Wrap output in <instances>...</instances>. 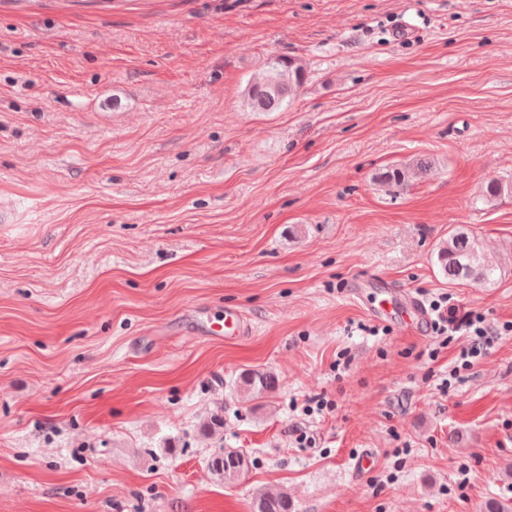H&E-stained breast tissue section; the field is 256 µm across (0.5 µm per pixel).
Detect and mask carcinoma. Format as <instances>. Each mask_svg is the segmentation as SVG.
Here are the masks:
<instances>
[{
    "label": "carcinoma",
    "instance_id": "1",
    "mask_svg": "<svg viewBox=\"0 0 512 512\" xmlns=\"http://www.w3.org/2000/svg\"><path fill=\"white\" fill-rule=\"evenodd\" d=\"M305 73L295 61L272 56L261 76L252 78L243 96L253 112H279L288 108L302 93ZM431 171V163L420 159L412 165L392 166L376 174V180L398 191L406 190L411 182ZM436 264L451 281H469L490 284L494 281L497 265L484 254L478 237L463 226L450 231L436 251ZM239 387L256 396L276 390L278 378L271 372H248L237 378ZM248 465L247 458L237 450L222 448L209 460V469L219 478L233 477ZM294 503L286 491L260 498L253 512H293Z\"/></svg>",
    "mask_w": 512,
    "mask_h": 512
}]
</instances>
